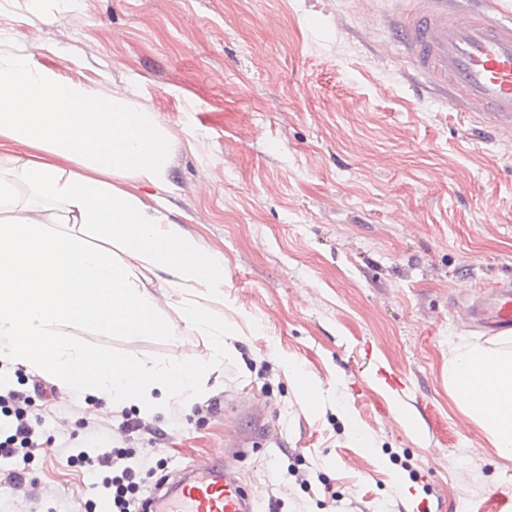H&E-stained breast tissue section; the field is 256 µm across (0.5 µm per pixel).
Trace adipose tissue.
Instances as JSON below:
<instances>
[{
    "mask_svg": "<svg viewBox=\"0 0 512 512\" xmlns=\"http://www.w3.org/2000/svg\"><path fill=\"white\" fill-rule=\"evenodd\" d=\"M0 137L33 148L0 167V360L50 377L60 387L103 399L107 408L153 410L184 396L224 360L223 323L197 294H224V261L118 180L165 190L170 140L152 113L129 99H104L89 84L61 80L29 54L0 53ZM65 158L99 178L64 173ZM31 191L14 199L15 183ZM59 211H51V204ZM165 274L169 314L146 282ZM81 322L125 336L210 337L212 357L150 366L77 346ZM448 389L500 456L512 459V336L489 344L458 341L448 358Z\"/></svg>",
    "mask_w": 512,
    "mask_h": 512,
    "instance_id": "ef3b65f1",
    "label": "adipose tissue"
}]
</instances>
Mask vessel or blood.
I'll return each instance as SVG.
<instances>
[{"instance_id":"vessel-or-blood-1","label":"vessel or blood","mask_w":512,"mask_h":512,"mask_svg":"<svg viewBox=\"0 0 512 512\" xmlns=\"http://www.w3.org/2000/svg\"><path fill=\"white\" fill-rule=\"evenodd\" d=\"M398 40L415 69L435 87L477 109L484 123L512 133V20L493 4L456 7L429 0L426 9L404 10ZM470 317L491 336L512 333V281L487 287L469 307ZM241 445L180 480L155 487L136 512H257L246 484L232 475Z\"/></svg>"}]
</instances>
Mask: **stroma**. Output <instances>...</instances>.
Returning a JSON list of instances; mask_svg holds the SVG:
<instances>
[{
	"label": "stroma",
	"instance_id": "1",
	"mask_svg": "<svg viewBox=\"0 0 512 512\" xmlns=\"http://www.w3.org/2000/svg\"><path fill=\"white\" fill-rule=\"evenodd\" d=\"M400 3L0 0V52L125 96L168 132L165 212L223 256L224 298L207 306L229 332L201 392L150 417L98 418L96 397L43 398L39 373L15 368L53 443L24 493L0 463L10 512H86L69 450L93 430L174 476L250 432L248 404L263 435L237 467L259 512H497L512 460L450 396L448 352L485 339L466 293L512 280V140L402 66ZM67 332L150 365L212 354L188 330Z\"/></svg>",
	"mask_w": 512,
	"mask_h": 512
}]
</instances>
